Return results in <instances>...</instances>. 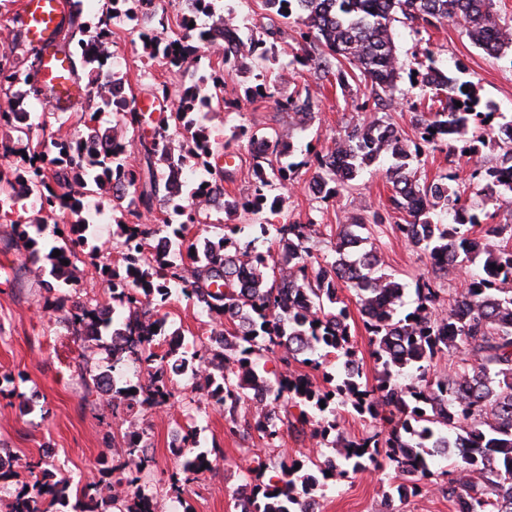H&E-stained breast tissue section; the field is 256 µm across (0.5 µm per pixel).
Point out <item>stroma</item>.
Listing matches in <instances>:
<instances>
[{"label":"stroma","instance_id":"1","mask_svg":"<svg viewBox=\"0 0 512 512\" xmlns=\"http://www.w3.org/2000/svg\"><path fill=\"white\" fill-rule=\"evenodd\" d=\"M393 37L399 61L402 96L383 110L399 128L405 144L414 145L418 134L414 127L415 107L425 91L412 80L425 53H432L436 67L445 74L475 83L481 111H493L512 118V55H487L472 44L464 28L456 23L427 30L394 22ZM294 41L278 45V61L267 74L278 94L285 96L308 87L316 106L314 118L306 127L291 124L287 113L276 111L272 101L243 100V90L253 84L250 74L232 72L224 78V96L241 99L240 113L213 112L209 126L216 137H223L233 124L271 127L289 135L294 144V161L305 160L310 150H326L334 138L363 115L356 109L363 101L357 84L339 87L335 80L315 79L313 74L289 66ZM112 48L118 53L115 64L126 78L137 101L147 99L149 83L165 80L162 65L145 67L141 48L132 43L127 27L114 25ZM473 164L462 149L440 147L426 151L420 171L428 179L456 173L465 198H472L477 186L471 178ZM311 170L300 169L292 186L283 190L278 213H266L269 223L315 217L331 227L350 223L354 212L380 214L384 219L381 252L387 272L402 279L407 289L406 309L416 302L414 283L425 272L424 254L396 234V214L389 209L390 185L384 167L376 163L352 183L351 190L330 200H319L305 190ZM37 211L33 201L20 199L0 203V448L10 449L17 461V476L0 490V512H9L11 492L28 478L24 464L29 458L54 449V463L59 480L72 484L96 475L97 460L108 455L116 467H124L123 435L129 422H136L148 436L156 465L158 484H165L180 461L170 452L173 429L192 424L198 432L199 448L215 451L219 459L215 469L187 487L183 499L190 512H239L243 481L249 452L265 447L257 431L229 434L224 428V414L216 410L199 411L188 407L187 399L195 391L188 377H179V401L151 412L129 411L127 416L112 417L93 379L95 367L106 366L102 350H90L77 336L66 334L58 324V314L47 308L43 287L49 275L41 263H22L16 250L8 245L13 221L28 220ZM31 236L45 246L60 244L58 226L47 223L28 228ZM168 323L176 330L185 348H193L205 337L212 324L187 298L172 299ZM402 478L389 468L353 474L336 483L318 500V512H383L384 495L393 491Z\"/></svg>","mask_w":512,"mask_h":512}]
</instances>
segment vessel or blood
<instances>
[{
  "instance_id": "1",
  "label": "vessel or blood",
  "mask_w": 512,
  "mask_h": 512,
  "mask_svg": "<svg viewBox=\"0 0 512 512\" xmlns=\"http://www.w3.org/2000/svg\"><path fill=\"white\" fill-rule=\"evenodd\" d=\"M68 12V0L22 2L25 37L40 52V78L50 91L47 104L53 112L73 111L82 94L69 56L55 45L57 28Z\"/></svg>"
}]
</instances>
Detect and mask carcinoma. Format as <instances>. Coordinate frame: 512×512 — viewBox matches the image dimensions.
I'll return each mask as SVG.
<instances>
[{"mask_svg": "<svg viewBox=\"0 0 512 512\" xmlns=\"http://www.w3.org/2000/svg\"><path fill=\"white\" fill-rule=\"evenodd\" d=\"M262 6L282 18V24L273 21L263 36L247 37L250 64H244L238 52L226 53L222 67L206 54L222 16L214 26L199 31L185 16L172 28L165 0H108L94 24L77 11L68 13L63 41L78 78H91L95 69L112 64L109 56L87 58L81 47L112 39V24L121 20L130 25L129 34L140 41L146 60L161 64L173 77L150 88L152 101L161 107L171 101L173 108L159 113L151 138L112 134L109 146L96 154L87 152L82 139L64 133L65 124L75 119L97 132L94 119L107 111L114 127L136 135L145 113L137 109L135 96L114 101L93 92L89 81L82 97L84 112H50L26 127L14 125L12 110L0 109V122L14 132L0 141V157L11 158L0 166V190L11 191L12 199L35 194L41 210L53 216L62 213L63 223L69 225L63 244L47 253L26 229H17V252L50 265L53 281L45 288L53 297L47 302L64 312L59 323L67 331L96 325L95 346L112 360L98 377L135 371L104 393L112 412L134 406L148 411L169 403L177 395L174 375L187 374L205 399H216L230 433L255 429L266 447L277 448V424L298 434L310 426V436L333 449L331 455L282 454L276 481L265 480L271 459L254 455L244 470L250 496L240 501V512H308L307 501L326 488L315 473L342 481L379 466L381 455L403 478L391 500L415 497L431 484L457 504L458 512H512V224H488L484 233H476L477 216L463 202L456 178L429 180L412 167L423 147L448 137L482 140L479 130L496 119L495 113L477 111L475 85L438 72L429 54L421 63L425 72L420 83L433 91L430 100L438 109L416 113L419 143L414 150L407 148L393 124L376 116L373 107L387 101L386 94L400 91L392 32L397 14L424 28L455 21L475 46L496 57L512 50V30L503 23L496 0H262ZM293 10L299 12L301 27L289 64L319 80L334 72L342 78L348 69L370 86L368 99L361 104L370 117L347 127L332 148L313 152L315 170L307 190L317 198L333 199L361 171L381 158L388 160L389 207L399 218L395 231L429 260L427 273L416 279L417 305L409 312L401 311L406 284L386 272L382 253L373 243L382 224L378 214H354L352 223L336 234L334 253L329 255L311 249L320 228L312 218L269 228L261 215L266 209H280V191L294 181L299 169L286 162L294 152L293 143L276 131L243 124L229 127L224 139H215L208 126L210 113L201 111L205 105L211 110H240V101L224 99V72L230 69L255 73L259 83L248 88L250 100H273L277 111L294 116L297 125L312 118L315 102L309 89L277 97L265 81L270 65L277 62L275 45L286 33ZM14 21L12 40L0 48V89L12 90L15 98H38L37 52H19L21 16ZM458 101L462 106H456ZM54 123L58 127L52 131ZM243 141L252 159L251 197L226 199L215 210L198 203L211 190H224V181L234 173L228 161L238 157ZM134 143L140 153L135 165L126 161L127 148ZM506 144L509 150L500 165L475 162L472 175L486 180L476 191L484 208L499 189L512 192V137ZM338 154L347 158L342 170L336 168ZM172 159L190 170L205 171L207 179L188 184L195 203L176 208V218L145 224L142 215L153 213L167 198L165 176L156 166L164 168ZM111 185L138 190L129 200L125 193L112 197V223L123 250L120 266L104 262L98 247H88L94 227L83 207V198ZM216 210L242 213L252 224H226L215 241L205 237L186 243L188 226L210 224ZM439 212L450 221L434 222ZM245 227L251 228L254 238L242 244L238 234ZM272 230L278 250H260L257 242L269 239ZM160 236L172 242L171 251L152 252L151 241ZM56 249L61 255L54 257ZM477 261L482 273L451 293L446 311L439 310L438 283ZM81 265L93 268L107 285L112 307L107 321L98 317L97 306L58 292L71 285ZM345 288L353 292L370 336L377 369L371 381L357 359L349 307L341 297ZM178 292L212 323L230 320L235 328H214L199 348L190 353L180 350L167 339L164 312ZM105 335L109 340H103ZM276 353L280 370L272 379L261 375L262 361ZM447 354L455 358L451 373L431 375L435 360ZM332 360L336 374L324 373L321 386L307 373L289 369L293 361L318 370ZM254 387L265 389L266 402L251 408L246 418L239 408ZM346 410L368 420L371 432L348 438L340 427V412ZM271 416L279 423L269 422ZM197 447L196 427L184 426L171 445L172 454L183 458L182 476L170 477L166 493L183 495L187 485L213 469L210 452L186 454ZM149 448L144 431L130 422L126 468L118 472L101 457L99 478L76 486L79 512H155V459ZM451 448L457 449L454 470L433 472L430 464ZM27 470L29 481L15 492L11 512H56L69 502L70 485L55 479L45 456L29 460Z\"/></svg>", "mask_w": 512, "mask_h": 512, "instance_id": "carcinoma-1", "label": "carcinoma"}]
</instances>
